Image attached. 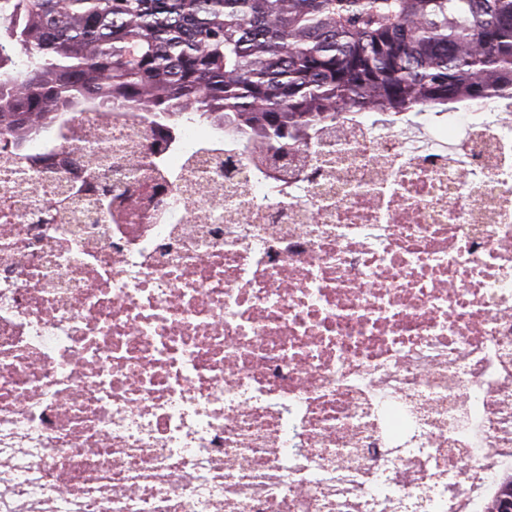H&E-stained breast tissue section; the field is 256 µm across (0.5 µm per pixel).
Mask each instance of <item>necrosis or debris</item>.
Listing matches in <instances>:
<instances>
[{
	"mask_svg": "<svg viewBox=\"0 0 512 512\" xmlns=\"http://www.w3.org/2000/svg\"><path fill=\"white\" fill-rule=\"evenodd\" d=\"M311 148L334 164L282 182L221 126L64 112L0 149V512H483L512 467V95ZM50 157L139 206L72 212Z\"/></svg>",
	"mask_w": 512,
	"mask_h": 512,
	"instance_id": "1",
	"label": "necrosis or debris"
}]
</instances>
